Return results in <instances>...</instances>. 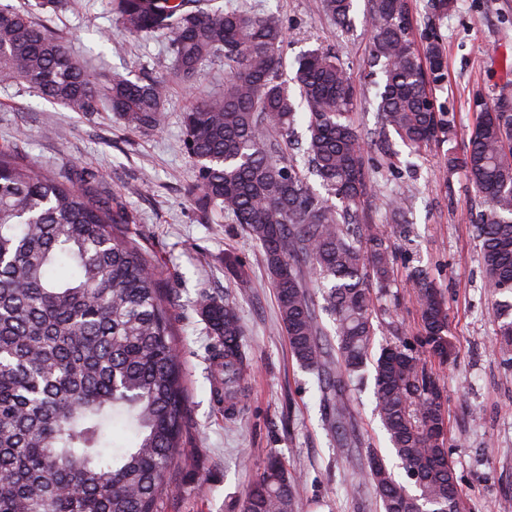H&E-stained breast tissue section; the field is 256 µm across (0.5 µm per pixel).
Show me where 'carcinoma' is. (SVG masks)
Segmentation results:
<instances>
[{"mask_svg": "<svg viewBox=\"0 0 512 512\" xmlns=\"http://www.w3.org/2000/svg\"><path fill=\"white\" fill-rule=\"evenodd\" d=\"M354 2L321 5L347 29ZM368 4L370 66L382 74L377 112L403 144L426 148L455 123L433 96L446 73L443 40L430 29L418 48L409 0ZM111 6L125 31L168 40L167 74L99 85L33 19L35 10H68L71 0H35L32 10L0 5V82H26L73 112L105 105L146 132L162 124L169 83H199L204 62L223 55L230 68L224 94L183 116L196 209L229 215L260 248L280 328L292 356L316 376L325 426L342 448L362 445L346 398L365 366L374 368L377 411L416 489L409 493L369 451L365 479L383 512H460L447 394L433 369L454 355L447 301L422 272L406 275L420 328L371 354L377 292L394 280V252L387 230L360 228L371 186L350 117L354 95L336 54L308 51L289 80L285 30L272 13L210 10L202 0ZM473 107L468 147L448 156V170H462L488 207L474 225L483 288L493 298L512 296V110L491 112L477 100ZM301 118L304 168L287 154ZM312 176L328 196L314 189ZM133 223L122 197L103 194L91 168L60 173L0 148V512H159L171 491L168 475L188 432L187 396L171 295L129 232ZM197 307L232 422L249 365L244 331L223 299L203 291ZM119 424L126 442L111 435ZM242 512H302L284 458L266 459Z\"/></svg>", "mask_w": 512, "mask_h": 512, "instance_id": "obj_1", "label": "carcinoma"}]
</instances>
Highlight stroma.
Listing matches in <instances>:
<instances>
[{
  "mask_svg": "<svg viewBox=\"0 0 512 512\" xmlns=\"http://www.w3.org/2000/svg\"><path fill=\"white\" fill-rule=\"evenodd\" d=\"M213 4L279 14L286 28V62L320 45L339 57L354 93V120L374 186L362 221L388 225L399 275L381 302L385 314L376 341L391 343L417 328L418 308L403 277L411 268L423 269L448 300L455 357L440 373L448 395L450 458L463 491L461 512H512V357L501 350L483 288L474 231L480 200L461 172L445 168L449 153L462 152L469 142L474 96L493 104L512 95V0H458L445 16L434 15L428 0H412L415 26L434 28L444 41L446 75L434 94L455 118L449 139L422 152L382 137L372 103L381 75L367 65L370 33L363 20L342 31L323 12L321 0ZM36 20L59 34L102 82L115 75L133 80L161 73L171 60L167 39L129 35L108 0H75L68 11L40 13ZM204 73L202 86L172 84L163 122L153 132L131 130L109 111L72 112L38 97L28 85L0 82V147L56 169L90 165L134 213L133 229L156 257L161 285L175 299L190 429L181 463L170 475L174 490L161 512H240L247 486L274 453L295 474L306 512H380L371 488L358 496L348 492L350 483L363 482L364 472L349 466L346 449L325 429L315 379L297 364L279 326L276 292L259 247L227 215L202 218L187 196L194 165L182 149L183 114L195 102L222 94L229 71L216 55L205 62ZM393 196L409 202L397 224L385 208ZM228 255L240 261L249 287H240L225 270ZM203 289L236 305L250 350L244 411L233 424L225 422L224 404L214 393L219 380L197 311ZM347 407L356 434L403 476L375 412L373 384L352 391Z\"/></svg>",
  "mask_w": 512,
  "mask_h": 512,
  "instance_id": "35a3bbf8",
  "label": "stroma"
}]
</instances>
